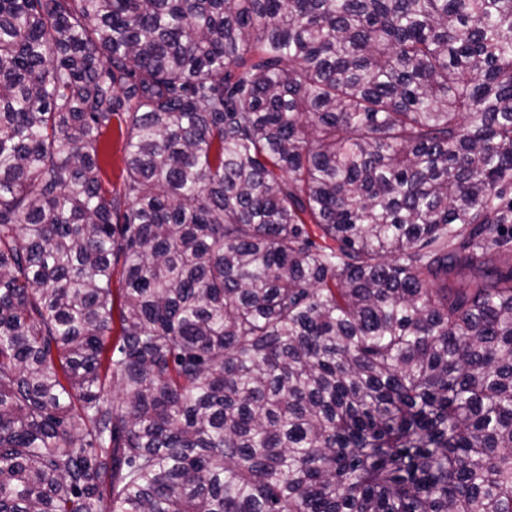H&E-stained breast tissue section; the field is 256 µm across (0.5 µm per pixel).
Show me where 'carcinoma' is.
Returning <instances> with one entry per match:
<instances>
[{
    "mask_svg": "<svg viewBox=\"0 0 512 512\" xmlns=\"http://www.w3.org/2000/svg\"><path fill=\"white\" fill-rule=\"evenodd\" d=\"M0 512H512V0H0ZM103 140L111 146V166L108 167L107 173L112 184L118 186L120 183L119 175L123 167V149L122 141L118 136L117 125L114 122L112 128L103 134Z\"/></svg>",
    "mask_w": 512,
    "mask_h": 512,
    "instance_id": "obj_1",
    "label": "carcinoma"
}]
</instances>
